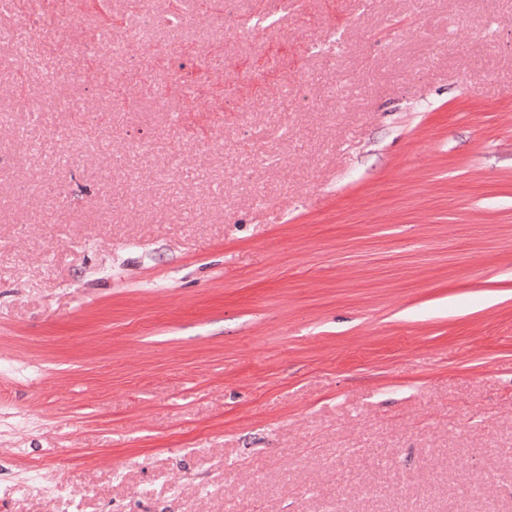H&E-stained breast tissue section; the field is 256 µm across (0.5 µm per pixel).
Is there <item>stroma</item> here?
Returning <instances> with one entry per match:
<instances>
[{
    "label": "stroma",
    "mask_w": 512,
    "mask_h": 512,
    "mask_svg": "<svg viewBox=\"0 0 512 512\" xmlns=\"http://www.w3.org/2000/svg\"><path fill=\"white\" fill-rule=\"evenodd\" d=\"M127 3L0 19V512H512V0ZM193 1H156L140 0L139 8L128 15L124 22V38L115 39L111 30H103L95 35L98 43L108 44L113 54L122 53L127 41H137L144 46L149 54L166 58L169 45L157 38L158 29H173L179 26L183 18V7ZM163 4L164 6H160ZM135 72L136 73L134 75L140 83L155 88V108L157 110H162L166 101L165 95L168 87L178 83L177 73L170 71L168 68L163 73H160L147 66H140L135 70Z\"/></svg>",
    "instance_id": "stroma-1"
}]
</instances>
